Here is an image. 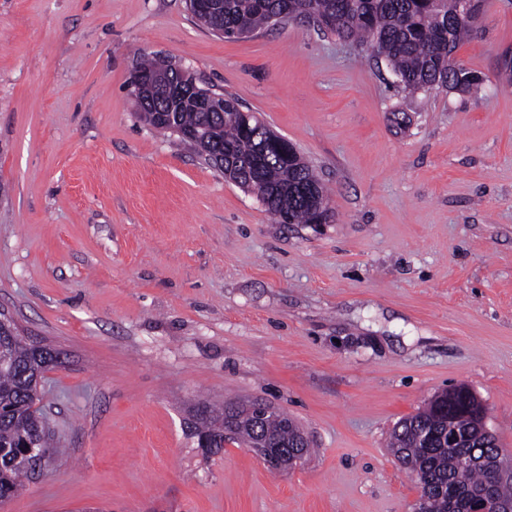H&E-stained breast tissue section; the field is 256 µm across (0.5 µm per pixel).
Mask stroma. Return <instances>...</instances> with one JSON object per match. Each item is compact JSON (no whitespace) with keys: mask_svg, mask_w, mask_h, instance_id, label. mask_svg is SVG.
Here are the masks:
<instances>
[{"mask_svg":"<svg viewBox=\"0 0 512 512\" xmlns=\"http://www.w3.org/2000/svg\"><path fill=\"white\" fill-rule=\"evenodd\" d=\"M141 51L293 143L329 223H273L142 123ZM455 59L478 85L409 95L304 19L227 39L185 0H0V309L64 354L37 406L65 450L0 512H412L390 433L458 384L512 451V0ZM254 399L306 433L298 469L185 430Z\"/></svg>","mask_w":512,"mask_h":512,"instance_id":"obj_1","label":"stroma"}]
</instances>
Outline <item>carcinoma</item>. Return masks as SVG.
<instances>
[{
    "label": "carcinoma",
    "mask_w": 512,
    "mask_h": 512,
    "mask_svg": "<svg viewBox=\"0 0 512 512\" xmlns=\"http://www.w3.org/2000/svg\"><path fill=\"white\" fill-rule=\"evenodd\" d=\"M286 12L290 18L315 17L319 30L368 46L371 54L390 65L397 87L407 93L435 88L470 89L479 77L457 64L454 53L473 31V21L457 14L456 0H222L220 9H203L195 15L209 30L226 38H240L265 27L272 16ZM138 118L162 132L190 128L207 136L208 151L201 153L193 141L179 137L207 166L224 157V172L239 187L257 195L277 224H315L318 208L308 198L315 186L321 203L329 202L326 187L310 164L290 147L263 146L262 134L244 131L242 109L231 95L224 108L210 111L186 106L168 113L170 104L156 99L146 105L156 112L144 115L135 100ZM62 365L57 352L22 338L0 334V501L19 493L32 472L27 452L41 449L46 456L58 452L45 416L36 408L44 373ZM252 402L201 403L202 414L193 416L189 431L210 452L224 451V442L246 447L262 436L271 445L294 446L305 441L301 427L288 414L275 411L254 423ZM457 430L468 434L458 448L444 438ZM492 439L476 432L475 419L464 398L453 406L434 396L426 407L394 426L388 448L398 463L417 479L426 498L427 512H467L475 494H486L512 506V480L504 479L491 446ZM471 465L459 474L455 459Z\"/></svg>",
    "instance_id": "obj_1"
}]
</instances>
